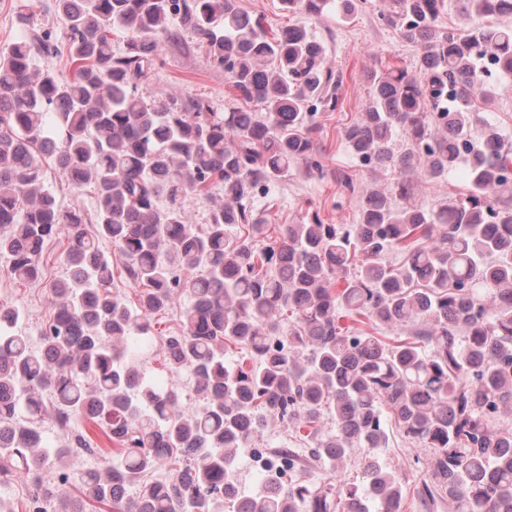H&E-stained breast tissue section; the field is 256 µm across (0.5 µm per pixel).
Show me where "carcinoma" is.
<instances>
[{"label": "carcinoma", "mask_w": 512, "mask_h": 512, "mask_svg": "<svg viewBox=\"0 0 512 512\" xmlns=\"http://www.w3.org/2000/svg\"><path fill=\"white\" fill-rule=\"evenodd\" d=\"M282 2L300 20L269 37L236 0H54L72 77L32 67L35 55L64 51L42 26L0 52V256L11 278L35 283L45 243L68 242V275L51 286L54 314L38 347L15 330L20 310L0 305L11 317L0 322V476L33 480L25 512H85L65 458L72 446L96 451L92 441L77 434L52 455L38 447L45 422L64 428L77 417L117 445L82 477L112 512H399V478L375 456L385 410L426 450L421 499L512 512V427L501 423L512 414V142L482 116L512 93V27L483 23L509 0H464L448 28L445 0H384L379 19L418 47L417 73L369 71L368 107L345 140L395 178L363 192L339 178L360 193L358 223L312 215L280 225L258 251L267 224L253 213L255 192L294 166L326 176L314 117L337 108L342 81L306 20L334 4L348 22L369 4ZM115 26L127 33L119 53ZM184 32L237 91L229 111L164 87L141 91ZM253 101L262 108L240 106ZM484 138L499 149L467 166V194L430 211L413 203L414 179L450 175L461 148ZM47 158L68 187H94L92 215L60 207L44 185ZM213 185L224 197L199 233L183 200ZM102 239L139 287L134 308L112 293ZM392 249L404 252L396 265L385 261ZM181 301L164 346L170 370L192 377L187 410L129 348ZM346 315L405 337L390 344L344 329ZM226 342L248 347L255 363L225 360ZM276 424L309 429L310 457L334 470L361 450L362 483L334 490L290 478L298 458L282 448L270 454L273 485L225 501L238 453ZM172 461L168 480L147 481Z\"/></svg>", "instance_id": "obj_1"}]
</instances>
